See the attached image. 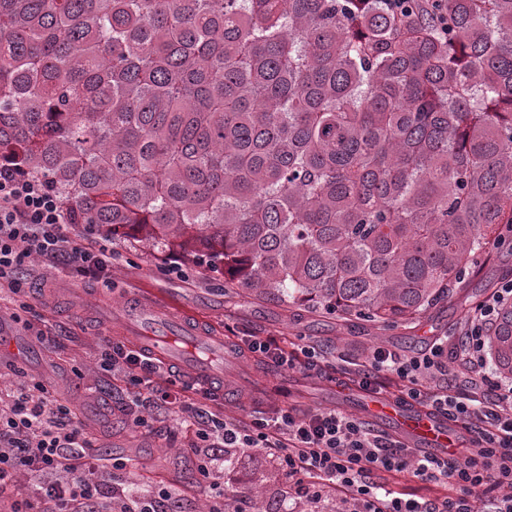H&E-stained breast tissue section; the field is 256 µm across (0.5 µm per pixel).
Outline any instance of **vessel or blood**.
<instances>
[{"label": "vessel or blood", "mask_w": 512, "mask_h": 512, "mask_svg": "<svg viewBox=\"0 0 512 512\" xmlns=\"http://www.w3.org/2000/svg\"><path fill=\"white\" fill-rule=\"evenodd\" d=\"M130 315L139 322L144 340L156 357L180 359L192 378L205 379L224 372V341L218 336H201L175 313L159 314L137 307ZM368 414L387 424L394 435L420 453L444 456L456 451L459 440L447 423L427 412L408 409L401 403L376 398L367 405Z\"/></svg>", "instance_id": "vessel-or-blood-1"}]
</instances>
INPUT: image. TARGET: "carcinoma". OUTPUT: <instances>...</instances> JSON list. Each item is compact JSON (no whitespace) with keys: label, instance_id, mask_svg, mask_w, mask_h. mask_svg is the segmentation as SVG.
<instances>
[{"label":"carcinoma","instance_id":"carcinoma-1","mask_svg":"<svg viewBox=\"0 0 512 512\" xmlns=\"http://www.w3.org/2000/svg\"><path fill=\"white\" fill-rule=\"evenodd\" d=\"M73 223L414 323L512 233V0H0V158ZM512 376V303L488 330Z\"/></svg>","mask_w":512,"mask_h":512}]
</instances>
